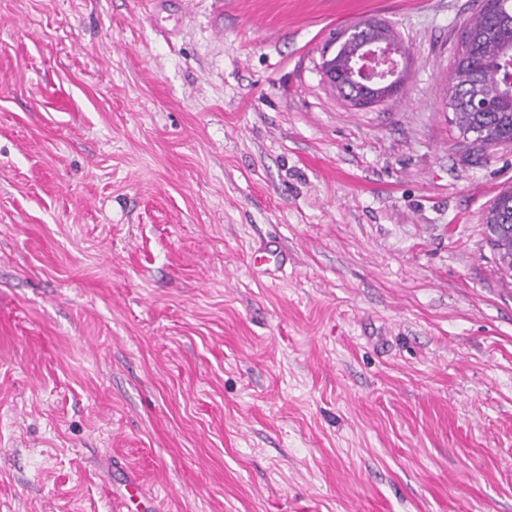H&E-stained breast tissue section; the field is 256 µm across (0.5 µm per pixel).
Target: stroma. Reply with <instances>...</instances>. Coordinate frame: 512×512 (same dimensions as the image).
Listing matches in <instances>:
<instances>
[{"label":"stroma","instance_id":"stroma-1","mask_svg":"<svg viewBox=\"0 0 512 512\" xmlns=\"http://www.w3.org/2000/svg\"><path fill=\"white\" fill-rule=\"evenodd\" d=\"M478 8L0 0V512H512ZM362 19L409 54L355 108L319 64Z\"/></svg>","mask_w":512,"mask_h":512}]
</instances>
